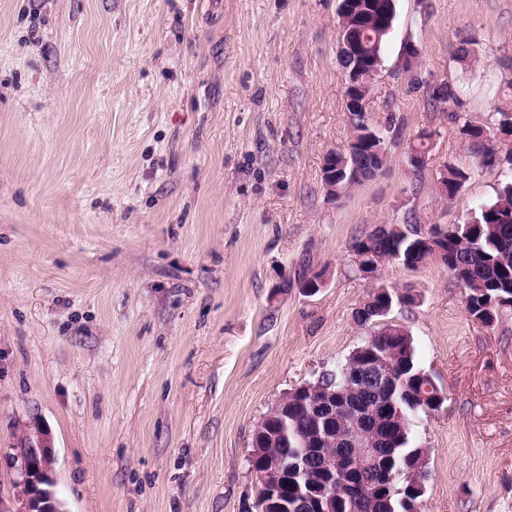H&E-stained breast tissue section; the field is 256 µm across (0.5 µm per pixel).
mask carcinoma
Listing matches in <instances>:
<instances>
[{"label": "carcinoma", "instance_id": "1", "mask_svg": "<svg viewBox=\"0 0 512 512\" xmlns=\"http://www.w3.org/2000/svg\"><path fill=\"white\" fill-rule=\"evenodd\" d=\"M362 6L350 23L362 26L361 38L365 44V54L381 58L383 44L389 34L395 17V7L391 0H357ZM459 88L452 83H444L433 89L430 100L436 107L457 102ZM458 126L468 129L469 138L464 140L466 149L473 158L482 155L483 138L486 135L506 134L501 139L502 161L512 169V146L506 147L507 137H512V129L505 130L506 112H498L495 128L490 129L473 120L454 114ZM382 154L363 152L356 164L366 163L375 166L390 158V143L381 144ZM489 167L480 161L475 169ZM473 169V170H475ZM448 171V199L455 197L456 186L466 185L473 177V170L452 164ZM363 180L350 174L336 172V185L343 196L362 185ZM447 231L448 251L442 256L441 265L450 274L460 272L464 280L467 308L472 318L485 325L496 320L501 307H512V175L494 190V194L478 205L465 220L444 226ZM390 243H375L371 251L375 262L388 263L392 250L403 256H411V261L424 263L427 255L417 249L423 241L421 232L408 224H393L389 230ZM394 350L396 360V382L392 389L380 395L375 411L368 415L367 426L377 441L379 462L368 473H352L345 477V485L334 491L325 492L322 512H389L387 503H392L395 512H405L404 494L389 490L387 467L407 469L414 467L427 450L414 446L410 437V421L419 414H428L434 406L409 398L408 393L428 381L430 372L417 360L412 338L389 345ZM261 455L288 462L297 456L294 446L286 448L271 444L260 449Z\"/></svg>", "mask_w": 512, "mask_h": 512}]
</instances>
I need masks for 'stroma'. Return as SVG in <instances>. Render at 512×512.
<instances>
[{
  "label": "stroma",
  "mask_w": 512,
  "mask_h": 512,
  "mask_svg": "<svg viewBox=\"0 0 512 512\" xmlns=\"http://www.w3.org/2000/svg\"><path fill=\"white\" fill-rule=\"evenodd\" d=\"M338 6L0 0V497L6 456L39 427L65 512H259L256 423L366 334L354 240L459 222L503 182L493 168L454 199L437 187L474 165L453 113L490 127L512 109V0H395L370 114L395 125L391 160L326 198L323 159L353 133ZM464 39L477 60L456 61ZM447 81L458 102L432 107ZM304 256L327 286L280 294ZM380 281L416 294L387 319L446 392L410 425L423 512H512V308L473 322L433 260Z\"/></svg>",
  "instance_id": "obj_1"
}]
</instances>
